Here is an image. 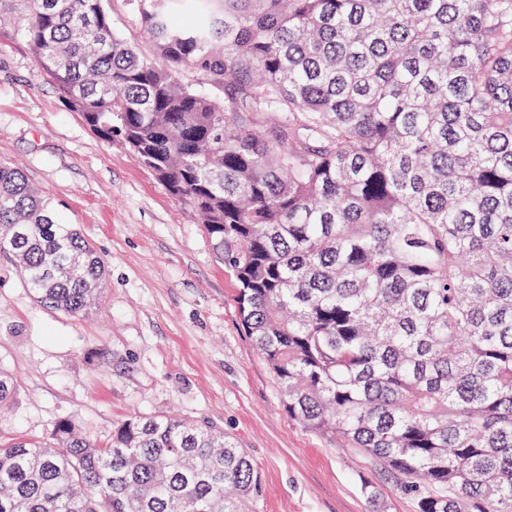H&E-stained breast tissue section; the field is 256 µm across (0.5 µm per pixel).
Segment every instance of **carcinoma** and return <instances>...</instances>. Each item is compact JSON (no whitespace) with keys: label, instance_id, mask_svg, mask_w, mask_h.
Instances as JSON below:
<instances>
[{"label":"carcinoma","instance_id":"carcinoma-1","mask_svg":"<svg viewBox=\"0 0 512 512\" xmlns=\"http://www.w3.org/2000/svg\"><path fill=\"white\" fill-rule=\"evenodd\" d=\"M72 111L200 215L288 417L416 512H512V0H27ZM0 255L79 317L105 262L0 162ZM0 370V405L17 396ZM246 450L178 416L0 436V512H244ZM102 6L112 21L115 33L128 41L138 43L142 51L150 50L151 44L130 14L126 0H102Z\"/></svg>","mask_w":512,"mask_h":512}]
</instances>
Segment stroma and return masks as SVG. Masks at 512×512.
<instances>
[{
  "label": "stroma",
  "instance_id": "obj_1",
  "mask_svg": "<svg viewBox=\"0 0 512 512\" xmlns=\"http://www.w3.org/2000/svg\"><path fill=\"white\" fill-rule=\"evenodd\" d=\"M29 17L25 0H0V160L103 256L104 292L66 316L0 258V368L19 384L0 434L40 436L69 418L104 440L130 416L174 414L246 448L261 480L254 512H372L367 480L384 512H414L386 474L288 417L196 212L63 106L27 45Z\"/></svg>",
  "mask_w": 512,
  "mask_h": 512
}]
</instances>
